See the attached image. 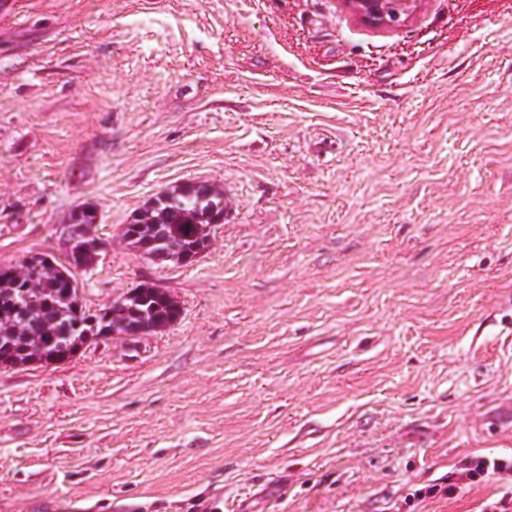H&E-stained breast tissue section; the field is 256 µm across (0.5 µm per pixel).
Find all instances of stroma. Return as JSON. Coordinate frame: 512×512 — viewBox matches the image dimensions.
Wrapping results in <instances>:
<instances>
[{"label":"stroma","mask_w":512,"mask_h":512,"mask_svg":"<svg viewBox=\"0 0 512 512\" xmlns=\"http://www.w3.org/2000/svg\"><path fill=\"white\" fill-rule=\"evenodd\" d=\"M0 11V265L64 258L91 309L181 316L0 368V512H396L512 448V0H12ZM224 190L189 265L122 227ZM497 483L419 512H482ZM360 23L372 28L393 27L403 22L418 0H339ZM405 17V18H403ZM410 490L412 492L406 494V496L404 497L403 503L400 504L397 511H400L399 509L401 507H403L404 505L405 506L408 505V507L411 508L415 505V502L416 503L422 502L426 498H434L438 494L440 496H445L446 498H451L457 492L455 483H451V484L448 483L447 485H445L443 483L442 484H439V483L428 484V485H424L423 487L416 488V489H410Z\"/></svg>","instance_id":"1"}]
</instances>
